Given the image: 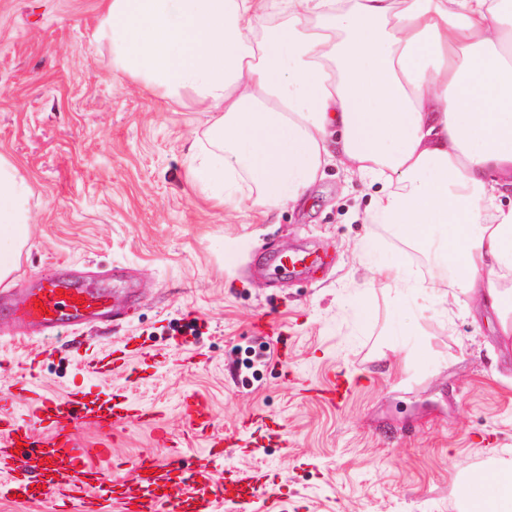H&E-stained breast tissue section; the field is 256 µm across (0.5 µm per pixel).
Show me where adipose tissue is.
I'll return each instance as SVG.
<instances>
[{"mask_svg":"<svg viewBox=\"0 0 512 512\" xmlns=\"http://www.w3.org/2000/svg\"><path fill=\"white\" fill-rule=\"evenodd\" d=\"M112 69L210 115L187 151L214 206L271 214L344 160L380 184L372 219L452 267L512 335V12L501 0H101ZM30 187L0 156V283L30 233ZM414 301L401 255L377 267ZM465 512H512V452Z\"/></svg>","mask_w":512,"mask_h":512,"instance_id":"adipose-tissue-1","label":"adipose tissue"}]
</instances>
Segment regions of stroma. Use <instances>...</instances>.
Instances as JSON below:
<instances>
[{
  "label": "stroma",
  "instance_id": "1",
  "mask_svg": "<svg viewBox=\"0 0 512 512\" xmlns=\"http://www.w3.org/2000/svg\"><path fill=\"white\" fill-rule=\"evenodd\" d=\"M98 19L99 0H0V154L30 186L31 217L0 284V399L22 422L33 408L14 393L26 383L132 409L111 461L90 460L106 476L103 512H121L113 481L143 455L179 458L180 478L206 468L214 487L260 471L282 512H459L468 476L512 451V337L496 315L464 295L448 310L371 281L361 240L378 258L400 244L369 219L377 187L339 163L267 217L204 201L186 152L207 114L162 110L113 72ZM298 249L318 267L273 275L274 256ZM48 273L116 293L125 316L58 331L13 320ZM185 318L197 331L182 344L173 328ZM257 340L272 355L242 377L235 363ZM421 343L430 356L407 360ZM116 347L124 368L93 374ZM335 376L352 383L340 404L316 393ZM190 396L210 406L208 433L186 422ZM211 434L238 445L210 458Z\"/></svg>",
  "mask_w": 512,
  "mask_h": 512
}]
</instances>
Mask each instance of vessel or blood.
Wrapping results in <instances>:
<instances>
[{"mask_svg":"<svg viewBox=\"0 0 512 512\" xmlns=\"http://www.w3.org/2000/svg\"><path fill=\"white\" fill-rule=\"evenodd\" d=\"M33 296L34 304L21 310V318L51 329L75 325L86 313L106 305L104 295L86 292L53 275L42 277ZM18 396L31 398L38 417L47 421L50 435L45 448L39 452L17 451L18 443H30L31 430L12 415L0 411V469L9 476L19 475L26 481L45 485L54 496L53 512H95L93 496L102 483L103 474L89 464V449L76 447L75 434L83 423L93 424L103 435L99 455H111L112 434L123 423V414L111 410L86 417L74 411L65 418L56 399L34 393L30 385H22ZM184 413L192 429L208 428L210 412L204 401L185 403ZM174 469V464L163 466L154 457L142 456L132 464V481L154 483L166 479ZM124 503L135 506L136 512H183L185 499L179 491L159 501L149 499L136 503L128 497Z\"/></svg>","mask_w":512,"mask_h":512,"instance_id":"1","label":"vessel or blood"}]
</instances>
